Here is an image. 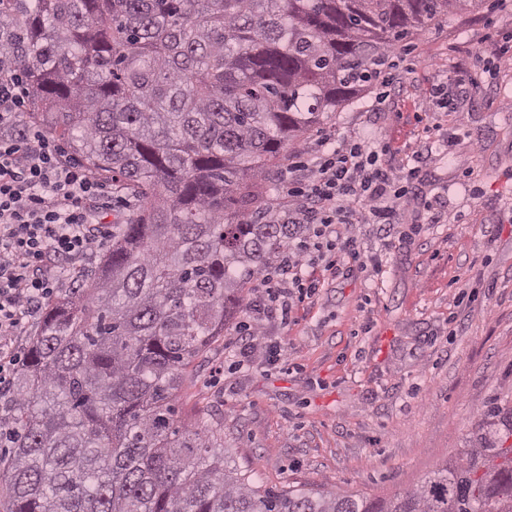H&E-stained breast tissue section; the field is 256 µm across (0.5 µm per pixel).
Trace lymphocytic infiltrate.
Instances as JSON below:
<instances>
[{"label": "lymphocytic infiltrate", "mask_w": 512, "mask_h": 512, "mask_svg": "<svg viewBox=\"0 0 512 512\" xmlns=\"http://www.w3.org/2000/svg\"><path fill=\"white\" fill-rule=\"evenodd\" d=\"M22 79L0 72V392L13 388L21 360L17 338L58 289L70 263L112 235L96 223L102 182L80 161L65 157L43 130L24 125ZM322 153L308 181L297 177L302 163L287 169L288 206L273 211L275 223L293 227L280 263L264 270L263 301L256 321L287 324L298 303L314 295L309 269L330 276L344 254L359 262L354 227L399 223L402 203L416 200L418 168H386L366 140L320 141Z\"/></svg>", "instance_id": "1"}]
</instances>
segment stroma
Listing matches in <instances>:
<instances>
[{"mask_svg":"<svg viewBox=\"0 0 512 512\" xmlns=\"http://www.w3.org/2000/svg\"><path fill=\"white\" fill-rule=\"evenodd\" d=\"M512 35V0L439 17L398 46L385 106L371 90L288 144L315 165L318 140L366 139L382 161L419 163L447 209L413 243L383 248L385 229L357 228L379 272L313 276L296 307L284 364L241 368L224 354L251 322L256 290L230 303L177 393L181 420L224 425V462L263 489L301 486L390 498L471 447L492 405L512 409V66L491 34ZM484 64H476V55ZM470 83L448 111L427 108L459 72Z\"/></svg>","mask_w":512,"mask_h":512,"instance_id":"stroma-1","label":"stroma"}]
</instances>
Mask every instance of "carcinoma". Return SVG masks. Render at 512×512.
Segmentation results:
<instances>
[{"label": "carcinoma", "mask_w": 512, "mask_h": 512, "mask_svg": "<svg viewBox=\"0 0 512 512\" xmlns=\"http://www.w3.org/2000/svg\"><path fill=\"white\" fill-rule=\"evenodd\" d=\"M481 0H0V64L71 154L136 202L77 293L41 312L0 403L4 512H512V412L389 499L259 490L221 428L180 424L183 371L291 226L285 145L368 90L386 50Z\"/></svg>", "instance_id": "cac0c4a2"}]
</instances>
